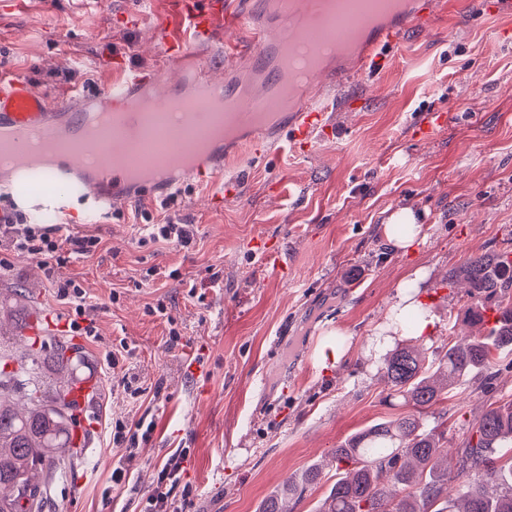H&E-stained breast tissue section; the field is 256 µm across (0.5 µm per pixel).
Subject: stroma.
Returning a JSON list of instances; mask_svg holds the SVG:
<instances>
[{"label": "stroma", "mask_w": 512, "mask_h": 512, "mask_svg": "<svg viewBox=\"0 0 512 512\" xmlns=\"http://www.w3.org/2000/svg\"><path fill=\"white\" fill-rule=\"evenodd\" d=\"M492 5L421 0L422 29L330 85L333 135L232 169L239 190L217 205L220 183H183L178 214L196 228L190 248L143 242L131 204L97 215L76 200L67 219L74 235L99 237L91 257H72L50 281L39 257L8 253L0 303L74 344L84 358L76 377L95 386L83 444L46 484L43 512H142L179 448L190 451V512H258L285 479L319 462L321 482L295 508L317 512L336 473L332 449L404 411L379 378L375 349L395 342L383 326L399 282L422 271L431 339L447 343L469 302L449 287V272L512 237V23ZM163 8L144 0L129 26L122 0H33L25 14L0 15V73L52 100L105 89L117 56L174 77L159 51ZM403 206L422 214L429 235L395 253L382 229ZM57 280L86 291L95 335L67 329L72 311ZM325 343L342 357L321 368ZM511 399L507 358L492 384L453 389L443 403L449 446L490 403ZM146 413L152 438L127 460L112 426ZM117 466L131 477L116 488Z\"/></svg>", "instance_id": "obj_1"}]
</instances>
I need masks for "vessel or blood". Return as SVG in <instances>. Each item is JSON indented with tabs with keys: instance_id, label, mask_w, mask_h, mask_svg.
I'll list each match as a JSON object with an SVG mask.
<instances>
[{
	"instance_id": "1",
	"label": "vessel or blood",
	"mask_w": 512,
	"mask_h": 512,
	"mask_svg": "<svg viewBox=\"0 0 512 512\" xmlns=\"http://www.w3.org/2000/svg\"><path fill=\"white\" fill-rule=\"evenodd\" d=\"M233 0H169L161 17L163 49L177 64L181 81L191 82L196 91L184 95L161 78L146 82L142 71L117 64V76L108 92L88 100L78 91L64 99L63 111H52L44 94L18 76L0 78V145L6 136L38 131L58 141L70 160L57 168H36L21 160L10 169L16 192L25 194L38 183L51 186L50 194L36 198V212L60 210L63 199L80 193L91 196L94 205H115L125 197L128 187L151 189L174 186L176 181H214L224 172L222 140L218 136L221 118L212 108L208 91L222 89L208 63L199 56L200 49L214 44L220 30L230 29L224 40V59L231 62L253 51L280 53L282 41L293 22L295 0H279L280 7L266 26L248 30L232 15ZM395 0H335L336 8L326 17L321 30H302L298 43L312 47L324 41H347L358 31L368 29L375 11L390 8ZM419 12L400 11L395 23L385 31L387 42H396L410 29L422 28ZM149 89L158 102L153 117L138 112L136 105L142 89ZM123 104L122 125L114 133L97 141L83 139L80 130H65V112L76 113L79 122L106 108ZM328 108L321 95L305 97L298 112L288 122V140L299 146L310 145L322 126ZM236 121L246 137L237 150L238 157L253 164L264 159L277 145L270 124H257L251 113L236 114ZM147 127L144 136L132 138V128ZM99 157L104 166L98 174L88 170L89 156Z\"/></svg>"
}]
</instances>
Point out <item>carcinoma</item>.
Instances as JSON below:
<instances>
[{
	"instance_id": "carcinoma-1",
	"label": "carcinoma",
	"mask_w": 512,
	"mask_h": 512,
	"mask_svg": "<svg viewBox=\"0 0 512 512\" xmlns=\"http://www.w3.org/2000/svg\"><path fill=\"white\" fill-rule=\"evenodd\" d=\"M457 283L471 300L463 322L478 334L427 348L399 341L385 354L380 374L413 412L333 450L338 473L319 512H512V463H501L512 452V400L472 425L455 449V472L448 469L444 414L436 411L461 381L494 376L503 352L512 350V251L467 259L448 275V284ZM75 352L50 337L19 358L0 355V512H41L36 473L51 471L74 447L65 388L76 372ZM48 362L63 376L52 389L40 380ZM321 478L315 464L286 479L259 512H288V503H299Z\"/></svg>"
}]
</instances>
